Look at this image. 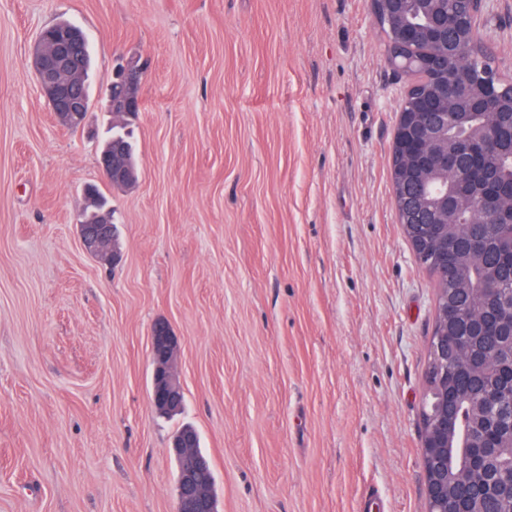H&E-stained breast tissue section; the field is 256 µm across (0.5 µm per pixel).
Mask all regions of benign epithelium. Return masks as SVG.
I'll use <instances>...</instances> for the list:
<instances>
[{
	"mask_svg": "<svg viewBox=\"0 0 512 512\" xmlns=\"http://www.w3.org/2000/svg\"><path fill=\"white\" fill-rule=\"evenodd\" d=\"M494 0H458L459 8L453 26H448V16L434 17L424 32L408 27L404 37L413 41L426 39L436 51L430 55L427 66L442 85L441 97L424 103L422 111L407 115L399 113L394 142L402 150L404 160L413 171V178H422L439 169H449L453 183L439 198L426 201L418 196L404 198L398 210L403 224H429L436 238L434 254L443 263L454 252V244L443 228L456 223L463 208L478 211L482 224H496L506 218L512 221V211H500L501 200L512 199V185L506 188L492 186V178L484 169L487 157L512 151V113L498 111V96L492 83L501 78L497 68L483 70L485 91L474 92L469 71L458 66L461 54L474 49L490 37L479 40L477 19L492 13ZM88 36L79 26L61 21L39 33L28 58L35 72L38 85L59 123L69 130L84 126L89 112L84 86L72 78L85 59ZM142 67L126 61L114 74L115 82L108 93V106L124 112L142 110V98L137 88L142 84ZM455 100H466L475 112L492 116L485 133L477 140L460 139L448 145V112ZM99 164L105 179L113 184L132 182L135 171L124 163V150L119 142L103 153ZM110 208L97 222L79 225V232L86 249L102 261L115 260L117 249L112 247L114 232L109 216ZM512 286L497 281L488 289L489 302L500 306L512 299ZM457 343L455 337L443 330L432 337L426 366L428 386L437 394V413L433 420L430 442L421 444L425 471L432 474L426 482L427 500L439 506L437 512H448V418L454 408V397L448 394V346ZM178 340L169 326L161 323L152 336L151 357L153 364L151 400L160 414L174 415L184 406V391L174 370ZM482 418L490 420L487 435L470 449V468L483 478L488 474V464L495 454L491 448L490 434L503 427L512 428V404L501 399L500 392L490 388L480 400ZM199 434L191 426L182 428L173 438L170 452L177 463L176 512H219L215 495L214 478L208 459L197 452Z\"/></svg>",
	"mask_w": 512,
	"mask_h": 512,
	"instance_id": "benign-epithelium-1",
	"label": "benign epithelium"
}]
</instances>
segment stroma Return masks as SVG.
I'll use <instances>...</instances> for the list:
<instances>
[{"mask_svg": "<svg viewBox=\"0 0 512 512\" xmlns=\"http://www.w3.org/2000/svg\"><path fill=\"white\" fill-rule=\"evenodd\" d=\"M89 35L86 127L60 125L30 51ZM486 27L512 77V0ZM148 60L135 185L98 138L119 55ZM406 75L369 0H0V512H175L194 426L220 512H427L420 411L434 277L390 182ZM117 263L84 248V188ZM184 409L151 405V329Z\"/></svg>", "mask_w": 512, "mask_h": 512, "instance_id": "obj_1", "label": "stroma"}]
</instances>
